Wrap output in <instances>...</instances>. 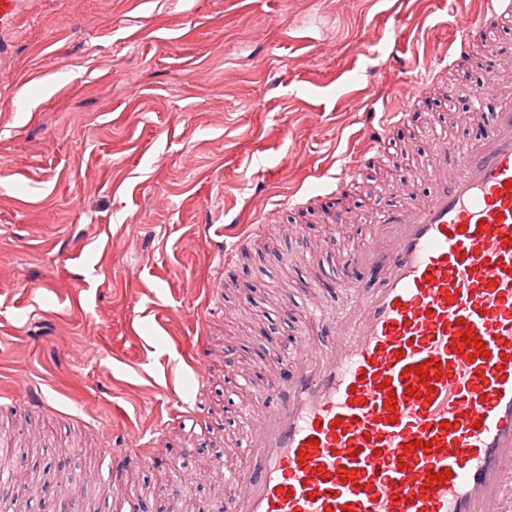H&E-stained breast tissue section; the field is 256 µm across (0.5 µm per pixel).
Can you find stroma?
Masks as SVG:
<instances>
[{
	"label": "stroma",
	"mask_w": 512,
	"mask_h": 512,
	"mask_svg": "<svg viewBox=\"0 0 512 512\" xmlns=\"http://www.w3.org/2000/svg\"><path fill=\"white\" fill-rule=\"evenodd\" d=\"M25 2L0 33V498L125 512L162 484L153 508L171 512L192 483L218 497L215 460L247 455L244 407L263 412L314 330L309 304L334 298L316 280L371 243L390 183L426 199L435 139L491 115L462 121L463 99L429 88L342 189L317 174L362 149L368 113L395 107L482 0ZM231 219L267 230L222 266ZM215 283L196 368L194 309ZM171 383L193 417L170 421ZM98 423L128 446L160 434L116 479Z\"/></svg>",
	"instance_id": "35a3bbf8"
}]
</instances>
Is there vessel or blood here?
<instances>
[{
  "label": "vessel or blood",
  "instance_id": "b4317fda",
  "mask_svg": "<svg viewBox=\"0 0 512 512\" xmlns=\"http://www.w3.org/2000/svg\"><path fill=\"white\" fill-rule=\"evenodd\" d=\"M508 15L512 0H484L430 69L465 67L468 45H483L492 81L473 98L497 97L488 128L436 142L425 201L392 185L399 204L336 282L352 302L308 309L331 343L302 337L207 512H512V56L492 38ZM24 18L21 0H0V32ZM403 118L369 113L366 143ZM224 235L230 260L249 234L233 224Z\"/></svg>",
  "mask_w": 512,
  "mask_h": 512
}]
</instances>
